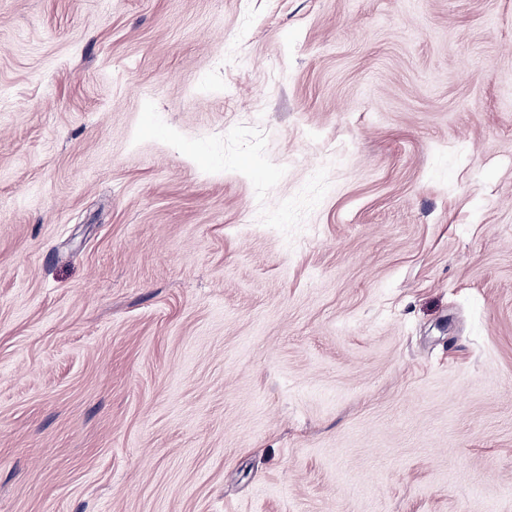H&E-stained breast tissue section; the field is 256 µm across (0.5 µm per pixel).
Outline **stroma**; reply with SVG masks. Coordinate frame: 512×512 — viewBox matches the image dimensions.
Returning <instances> with one entry per match:
<instances>
[{
  "label": "stroma",
  "instance_id": "35a3bbf8",
  "mask_svg": "<svg viewBox=\"0 0 512 512\" xmlns=\"http://www.w3.org/2000/svg\"><path fill=\"white\" fill-rule=\"evenodd\" d=\"M0 512H512V0H0Z\"/></svg>",
  "mask_w": 512,
  "mask_h": 512
}]
</instances>
